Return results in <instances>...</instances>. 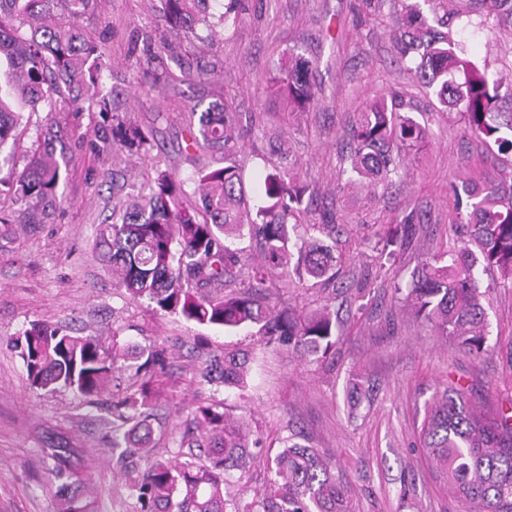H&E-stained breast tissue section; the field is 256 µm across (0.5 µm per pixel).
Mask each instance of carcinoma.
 I'll return each instance as SVG.
<instances>
[{"label": "carcinoma", "mask_w": 512, "mask_h": 512, "mask_svg": "<svg viewBox=\"0 0 512 512\" xmlns=\"http://www.w3.org/2000/svg\"><path fill=\"white\" fill-rule=\"evenodd\" d=\"M211 0H159L156 26L187 39H213L217 23ZM435 0L406 6L402 26L394 31L396 62L431 90L440 107L463 110L465 130L498 154H512V113L498 103L512 99V80L488 73L467 59L448 35H437L429 23ZM93 0H0V152L14 138L25 113L58 105H97L104 53L79 24ZM271 95L290 112H301L318 99L315 64L288 53L269 78ZM193 117L191 145L224 154V165L199 169L187 183L158 171L145 193L112 216L99 235L101 252L117 274L119 287L132 300L145 299L156 311L187 322L231 332L255 329L267 345L286 347L302 359L318 362L336 347V316L328 308L308 313L271 306L265 285L269 276L288 275L293 253L298 274L324 283L336 281L342 258L326 240L342 225L333 215L309 219L316 211L309 185L286 166H275L264 178V200L256 212L241 206V176L232 162L239 128L235 112L212 105ZM427 130L401 112L395 98L378 97L357 112L350 152V171L371 182L391 183L397 174L393 151L422 144ZM57 132H43L39 152L22 169L0 177L7 194L31 222L56 197L66 159L57 156ZM122 147L147 152L151 139L139 127L112 117V139L93 148ZM461 241L449 255L440 254L414 270L408 288L414 314L439 335L459 346L484 350L487 335L484 294L479 271L498 273L495 286L512 288V186L480 189L468 180L452 185ZM199 196L201 205L189 202ZM422 223L415 210L384 230L386 244L397 251L409 243L413 226ZM248 229L259 247L254 263L228 239ZM241 279L240 291L224 293V285ZM14 349L22 359L31 387L74 390L86 398L110 399L112 427L123 430L113 441L115 465L123 470L135 498L133 512H352L348 483L318 449L290 434L283 447L266 457L268 485L249 501L227 491L229 472L245 473L261 447L258 435L229 420L213 405L197 407L182 433L169 438L183 460L157 458L141 471L134 457L156 448L154 406L163 395L160 377L166 350L155 346L134 367L126 383L114 377V365L130 346L112 340V356L83 336L62 334L37 322L18 337ZM200 378L244 389L250 378L245 353L224 354L200 370ZM424 450L458 499L475 503L480 512H512V410L482 413L474 409L461 386H450L428 409L421 427ZM41 452L51 460L58 512H96L84 492L91 480L79 449L49 433Z\"/></svg>", "instance_id": "cac0c4a2"}]
</instances>
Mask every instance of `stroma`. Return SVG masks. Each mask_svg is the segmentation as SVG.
Returning <instances> with one entry per match:
<instances>
[{"label": "stroma", "instance_id": "obj_1", "mask_svg": "<svg viewBox=\"0 0 512 512\" xmlns=\"http://www.w3.org/2000/svg\"><path fill=\"white\" fill-rule=\"evenodd\" d=\"M441 2L464 54L490 72L512 74V10L491 11L481 0ZM406 3L386 0L374 20L364 0H251L246 13L218 26L213 44L190 45L166 32L175 52L164 60L170 76L150 90L141 83V34L153 27L158 0H95L81 23L108 62L100 83L113 98L112 117L95 106L33 112L13 146L17 166H24L41 145V130L54 127L68 166L42 223L0 224V512H54L39 451L49 433L84 450L98 512H130L125 481L112 467L111 416L73 391L30 387L13 342L34 322L107 348L116 340L144 350L164 345L168 395L156 406L162 428L215 404L258 430L264 452L276 453L283 437L300 434L347 479L354 512H479L449 491L421 450L420 429L451 384L467 389L479 408L512 405V289L494 287L495 273L480 276L488 328L479 356L439 336L405 296L418 264L458 246L452 181L512 180V160L469 136L460 109L436 110L395 63L392 31ZM290 51L318 64L321 95L303 112L280 111L267 89L271 69ZM186 69L207 75L189 85L182 80ZM382 94L401 98L429 137L419 151L397 157L391 185L348 180L351 125L362 105ZM224 101L241 123L235 160L245 200L257 197L280 153L313 191L318 211L334 213L346 227L336 237L334 253L344 263L335 286L309 278L269 282L277 306L335 311L336 353L325 362L263 346L245 330L194 325L130 300L95 247L112 213L113 173L130 186L156 168L192 177L204 157L189 144L188 114L194 104ZM116 117L152 131L153 150H92V142L111 134ZM414 208L424 222L411 243L384 254V225ZM235 350L251 354L246 389L199 382L196 371L209 356ZM356 382L369 391L357 407L347 397Z\"/></svg>", "mask_w": 512, "mask_h": 512}]
</instances>
